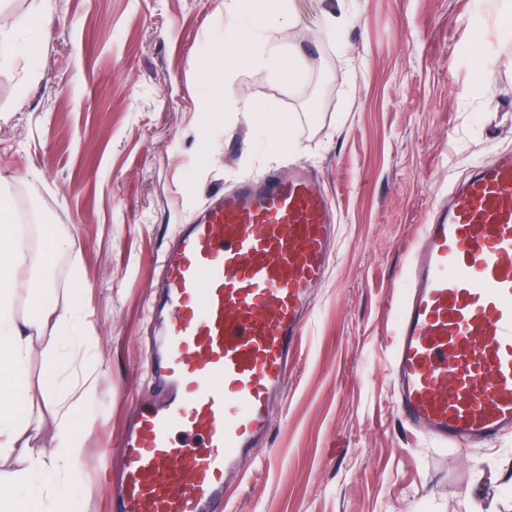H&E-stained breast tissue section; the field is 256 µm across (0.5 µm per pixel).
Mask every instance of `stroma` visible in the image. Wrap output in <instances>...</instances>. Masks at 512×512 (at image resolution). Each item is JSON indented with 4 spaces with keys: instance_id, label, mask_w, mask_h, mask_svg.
I'll use <instances>...</instances> for the list:
<instances>
[{
    "instance_id": "obj_1",
    "label": "stroma",
    "mask_w": 512,
    "mask_h": 512,
    "mask_svg": "<svg viewBox=\"0 0 512 512\" xmlns=\"http://www.w3.org/2000/svg\"><path fill=\"white\" fill-rule=\"evenodd\" d=\"M28 66L0 65V184L71 247L21 284L15 307L64 308L76 284L89 333L45 334L26 362L21 407L51 448L74 410L85 456L48 475L45 504L67 481L75 512H108L131 408L157 398L145 354L158 323L161 251L224 188L263 169L302 163L336 212L328 276L300 354L272 409L268 435L215 512H512V436L458 451L408 433L392 407L395 309L422 224L472 169L512 149V0H295L285 34L300 58L292 79L245 64L236 93L202 62L239 30L249 54L276 19L253 24L235 0H52ZM215 111H208V103ZM259 103L286 124L254 125ZM63 383L97 378L78 408L42 389L45 348Z\"/></svg>"
}]
</instances>
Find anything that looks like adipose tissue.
<instances>
[{"label": "adipose tissue", "instance_id": "ef3b65f1", "mask_svg": "<svg viewBox=\"0 0 512 512\" xmlns=\"http://www.w3.org/2000/svg\"><path fill=\"white\" fill-rule=\"evenodd\" d=\"M7 195H0V451H27L28 467L22 475L0 481V512H41L43 477L57 470L73 472L82 463V434L70 415L56 424L54 446L49 451L32 450L31 427L18 413L17 398L26 390L25 361L35 340L46 329L66 332L81 339L88 331L80 303L66 309L38 307L25 317L14 310L19 277L33 259L24 239L10 219Z\"/></svg>", "mask_w": 512, "mask_h": 512}]
</instances>
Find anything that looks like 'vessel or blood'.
I'll return each instance as SVG.
<instances>
[{"label": "vessel or blood", "instance_id": "vessel-or-blood-1", "mask_svg": "<svg viewBox=\"0 0 512 512\" xmlns=\"http://www.w3.org/2000/svg\"><path fill=\"white\" fill-rule=\"evenodd\" d=\"M330 201L301 166L239 180L160 258V396L136 406L110 512H211L268 432L332 262ZM396 308L397 417L443 447L512 435V150L424 224Z\"/></svg>", "mask_w": 512, "mask_h": 512}]
</instances>
